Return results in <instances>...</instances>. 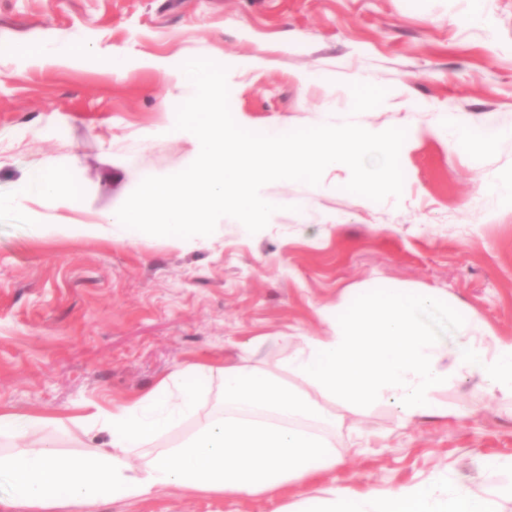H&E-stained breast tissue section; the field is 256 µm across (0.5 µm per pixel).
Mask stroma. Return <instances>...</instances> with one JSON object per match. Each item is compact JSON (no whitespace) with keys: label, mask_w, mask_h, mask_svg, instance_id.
Instances as JSON below:
<instances>
[{"label":"stroma","mask_w":512,"mask_h":512,"mask_svg":"<svg viewBox=\"0 0 512 512\" xmlns=\"http://www.w3.org/2000/svg\"><path fill=\"white\" fill-rule=\"evenodd\" d=\"M0 0V194L19 195L44 170L64 172L78 204L25 199L0 212V410L61 417L36 440L62 456L102 451L106 433L64 419L93 405L121 406L204 356L238 360L254 337L252 365L287 377L301 336H324L319 308L367 291L423 288L454 301L463 317L512 337V204L473 205L481 187L512 178V0ZM90 45L72 64L19 59L18 43ZM216 62L260 57L227 75L230 108L244 128L284 133L354 122L403 127L400 197L362 201L346 169L319 185H267L281 211L249 233L219 220L204 242L134 232L133 242L69 235L119 208L146 173H176L194 145L174 128L185 91L169 71L113 76V52ZM303 72L315 82L300 83ZM366 76L384 94L362 106ZM467 129L471 144L439 131ZM457 418L400 425L395 407L361 412L326 403L335 468L268 496L174 495L117 499L92 512H295L326 488L412 485L436 472L512 512V474L484 468L512 456V404L463 374L438 393ZM224 401L213 373L194 414L155 441L162 450L194 434Z\"/></svg>","instance_id":"35a3bbf8"}]
</instances>
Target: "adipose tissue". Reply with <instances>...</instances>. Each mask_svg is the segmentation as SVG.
<instances>
[{
    "label": "adipose tissue",
    "mask_w": 512,
    "mask_h": 512,
    "mask_svg": "<svg viewBox=\"0 0 512 512\" xmlns=\"http://www.w3.org/2000/svg\"><path fill=\"white\" fill-rule=\"evenodd\" d=\"M330 332L302 337L281 379L242 361L225 362L224 405L174 448L152 451L157 436L195 408L213 370L211 359L179 369L125 405L70 415L69 423L107 433L99 453L60 459L23 441L57 417L0 412V434L21 440L0 452V512H87L115 499H147L161 489L219 496H261L335 465L336 449L321 427L323 400L356 409L396 407L409 423L448 415L438 393L462 373L479 374L489 394L512 400V338L461 318L453 303L425 289L368 294L355 304L323 308ZM452 329L445 345L438 329ZM144 453L133 469L131 459ZM320 512H493L464 483L435 473L415 485L357 491L331 486Z\"/></svg>",
    "instance_id": "1"
}]
</instances>
